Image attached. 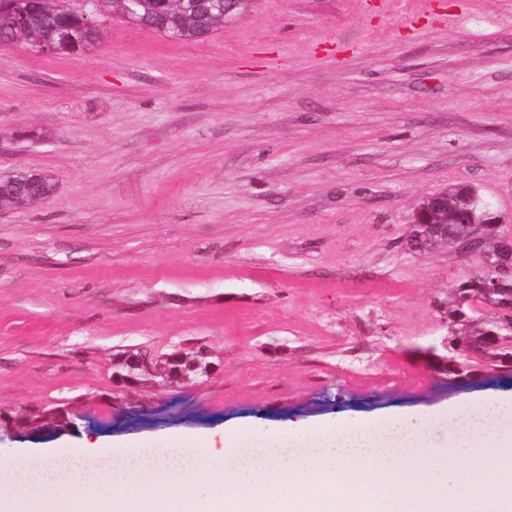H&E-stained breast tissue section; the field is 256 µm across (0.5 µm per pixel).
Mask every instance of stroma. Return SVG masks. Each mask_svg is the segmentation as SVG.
<instances>
[{"label": "stroma", "instance_id": "obj_1", "mask_svg": "<svg viewBox=\"0 0 512 512\" xmlns=\"http://www.w3.org/2000/svg\"><path fill=\"white\" fill-rule=\"evenodd\" d=\"M401 28L361 0H252L206 40L116 18L48 55L0 43V412L70 409L22 448L221 442L241 425L356 426L512 394L425 351L474 259L404 246L416 205L470 185L512 225V0ZM206 347L210 376L123 388L117 353ZM55 191V183L46 175L26 171L0 177V201L29 206L49 199Z\"/></svg>", "mask_w": 512, "mask_h": 512}]
</instances>
